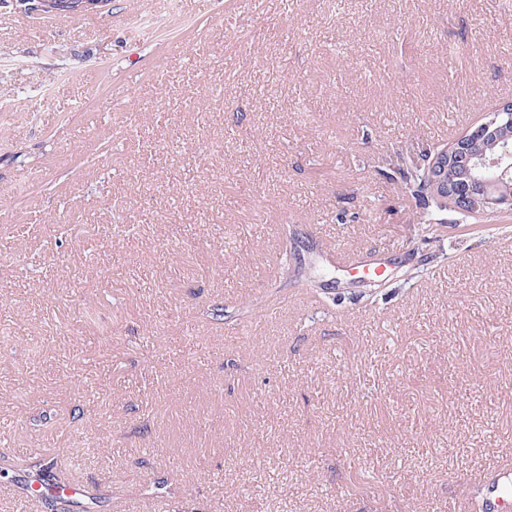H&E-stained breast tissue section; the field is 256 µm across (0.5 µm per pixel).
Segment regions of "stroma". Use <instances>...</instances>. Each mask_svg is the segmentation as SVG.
I'll list each match as a JSON object with an SVG mask.
<instances>
[{
    "label": "stroma",
    "instance_id": "stroma-1",
    "mask_svg": "<svg viewBox=\"0 0 512 512\" xmlns=\"http://www.w3.org/2000/svg\"><path fill=\"white\" fill-rule=\"evenodd\" d=\"M231 2L0 4V449L112 512H458L512 458V214L423 241L386 160L512 102V0ZM20 8L36 15H80L102 10L111 0H18Z\"/></svg>",
    "mask_w": 512,
    "mask_h": 512
}]
</instances>
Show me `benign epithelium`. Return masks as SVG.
<instances>
[{"instance_id": "obj_1", "label": "benign epithelium", "mask_w": 512, "mask_h": 512, "mask_svg": "<svg viewBox=\"0 0 512 512\" xmlns=\"http://www.w3.org/2000/svg\"><path fill=\"white\" fill-rule=\"evenodd\" d=\"M111 0H18L36 15H80L102 10ZM502 144L496 155L478 151L484 142ZM436 195L470 214L512 212V104L505 103L452 146L437 150L426 165Z\"/></svg>"}]
</instances>
